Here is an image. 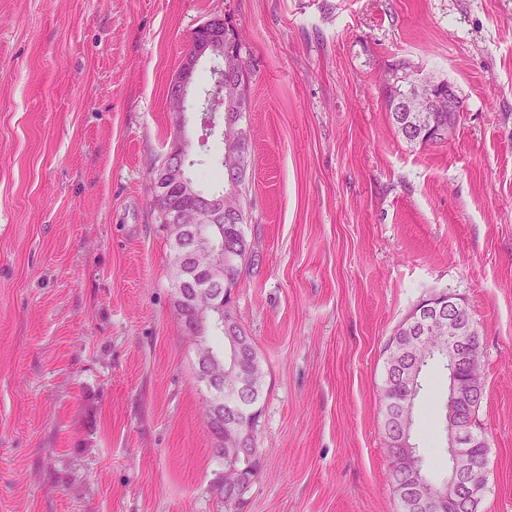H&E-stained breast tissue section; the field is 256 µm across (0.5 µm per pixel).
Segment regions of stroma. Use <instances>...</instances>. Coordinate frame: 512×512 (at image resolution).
<instances>
[{
    "mask_svg": "<svg viewBox=\"0 0 512 512\" xmlns=\"http://www.w3.org/2000/svg\"><path fill=\"white\" fill-rule=\"evenodd\" d=\"M224 15L256 106L232 312L266 371L239 512H402L383 347L441 292L483 338L480 512H512V0H0V512H228L148 192ZM400 63L455 85L449 141L395 134ZM423 385L438 472L446 372Z\"/></svg>",
    "mask_w": 512,
    "mask_h": 512,
    "instance_id": "stroma-1",
    "label": "stroma"
}]
</instances>
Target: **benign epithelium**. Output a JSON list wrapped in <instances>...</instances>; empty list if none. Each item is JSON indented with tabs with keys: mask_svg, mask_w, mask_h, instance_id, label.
Instances as JSON below:
<instances>
[{
	"mask_svg": "<svg viewBox=\"0 0 512 512\" xmlns=\"http://www.w3.org/2000/svg\"><path fill=\"white\" fill-rule=\"evenodd\" d=\"M199 31L203 35L191 41L189 50L168 86L167 100L176 132L171 135L166 163L155 171L152 179L153 205L159 212L175 190L191 198L188 206L169 216L170 232L175 237L185 231V225L197 224L203 218L209 224L224 226L225 193L197 198L183 164V158L189 152V143L182 136L185 124L182 104L189 97H197L199 111L222 113L219 123L225 122L231 128L233 123L225 121L223 113L235 111L242 102L239 96L232 101L224 98V55L237 45L235 37L238 25L231 19L222 18L214 26L209 22L201 25ZM203 59L217 63L215 88L209 92L196 88L195 75ZM387 91L390 95L403 91L406 97L418 102L417 110L406 115L404 121L406 130L412 135L421 137L429 134L434 140L446 141L461 122L458 95L450 82L432 78L395 77L388 83ZM200 254L209 257L207 263L196 269L206 284L190 290L177 284L173 292V307L182 310L185 330L194 339L195 379L205 387L209 400L215 405L216 393L224 389V349L214 348L209 341V334L216 329L226 334L231 333L229 324L224 320L225 298L216 291V287L226 284L224 272L229 255L224 252L223 243L197 238L189 243L186 257L194 259ZM444 325L448 326V365L451 367L450 398L444 413L451 465L448 468L447 494L436 499L435 509L436 512H457L467 493L485 488L488 481L484 459L472 452L473 448L485 441L484 433L473 422L464 420L459 410V398L465 389L485 386L479 353L481 337L471 317L467 315V307L454 294L443 300L431 298L421 302L408 314L404 330L421 328L422 337L419 341L422 342L434 328ZM242 438L238 424L232 421L217 443L218 450L226 451L224 469L216 472L211 481L212 488L220 496L224 495V476L239 473L241 461L255 454L253 448L237 447Z\"/></svg>",
	"mask_w": 512,
	"mask_h": 512,
	"instance_id": "obj_1",
	"label": "benign epithelium"
}]
</instances>
